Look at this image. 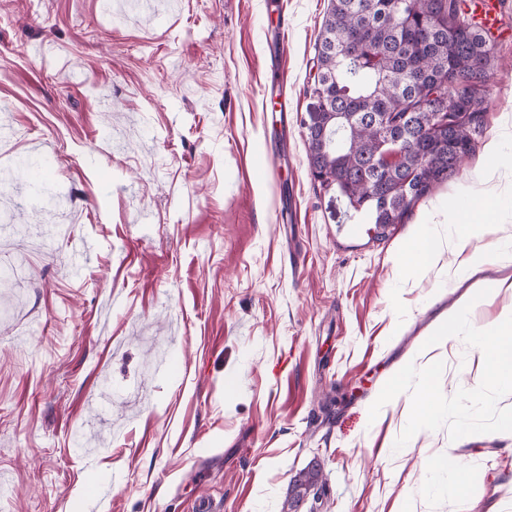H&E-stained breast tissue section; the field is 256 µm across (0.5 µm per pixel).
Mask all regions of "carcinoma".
Wrapping results in <instances>:
<instances>
[{
	"label": "carcinoma",
	"instance_id": "cac0c4a2",
	"mask_svg": "<svg viewBox=\"0 0 512 512\" xmlns=\"http://www.w3.org/2000/svg\"><path fill=\"white\" fill-rule=\"evenodd\" d=\"M314 60L311 175L383 236L474 151L495 40L465 0H330ZM323 491L319 469L299 471L282 512Z\"/></svg>",
	"mask_w": 512,
	"mask_h": 512
}]
</instances>
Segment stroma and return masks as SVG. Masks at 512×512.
Masks as SVG:
<instances>
[{
  "label": "stroma",
  "mask_w": 512,
  "mask_h": 512,
  "mask_svg": "<svg viewBox=\"0 0 512 512\" xmlns=\"http://www.w3.org/2000/svg\"><path fill=\"white\" fill-rule=\"evenodd\" d=\"M327 5L0 0V173L47 167L40 189L0 186V265L28 261L0 285V512H282L312 464L325 494L297 512H512V437L443 427L398 450L410 393L369 416L409 363L443 361L448 397L481 381L477 348L423 344L512 281V0L482 3L499 62L475 152L382 239L308 165ZM283 31L287 83L266 95ZM492 144L473 274L448 207L485 188ZM420 230L444 248L413 271ZM471 307L475 328L504 321L512 288Z\"/></svg>",
  "instance_id": "1"
}]
</instances>
